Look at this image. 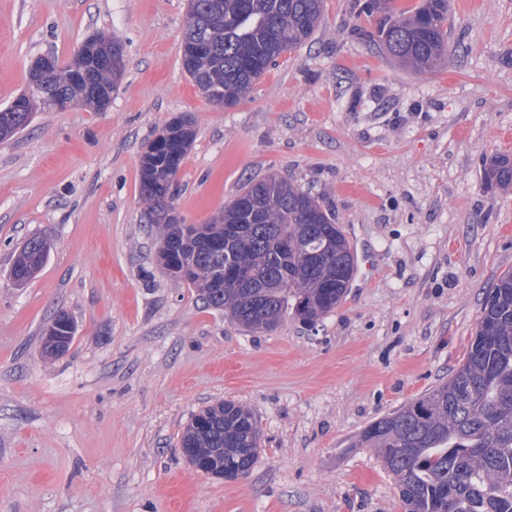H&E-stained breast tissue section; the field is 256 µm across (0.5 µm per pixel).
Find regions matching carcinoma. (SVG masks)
I'll return each instance as SVG.
<instances>
[{
  "mask_svg": "<svg viewBox=\"0 0 512 512\" xmlns=\"http://www.w3.org/2000/svg\"><path fill=\"white\" fill-rule=\"evenodd\" d=\"M323 0H189L182 66L205 96L233 106L282 53L314 34ZM449 0H366L363 11L379 16L377 37L386 52L414 69H437L448 58ZM208 40L213 49L191 47ZM87 43L112 50L116 39L91 35ZM66 68L45 71L19 95L27 111L0 107V127H26L36 106L51 108L60 94L79 95L97 110L108 72L95 69L89 85L69 84ZM160 148L147 145L141 159L140 196L145 220L160 228L167 245L163 270L196 289L200 299L242 327L271 331L293 314L307 324L336 308L356 270V259L335 215L291 182L269 176L244 184L224 208V219L185 224L173 207V186L193 138L190 120L165 126ZM488 188L512 185V158L499 154L482 170ZM46 241L29 238L12 264L18 285L44 265ZM180 446L186 459L206 460L214 474L237 480L249 474L261 447L253 412L221 401L194 415ZM355 447L371 448L394 478L403 512H512V271L486 292L462 363L442 382L402 407L371 421Z\"/></svg>",
  "mask_w": 512,
  "mask_h": 512,
  "instance_id": "1",
  "label": "carcinoma"
}]
</instances>
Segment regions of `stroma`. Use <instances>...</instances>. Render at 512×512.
Masks as SVG:
<instances>
[{
	"label": "stroma",
	"instance_id": "35a3bbf8",
	"mask_svg": "<svg viewBox=\"0 0 512 512\" xmlns=\"http://www.w3.org/2000/svg\"><path fill=\"white\" fill-rule=\"evenodd\" d=\"M364 0H324L303 46L220 108L182 67L188 0H0V106L43 55L67 64L101 33L124 46L105 111L38 110L0 142V512H402L363 428L445 381L484 293L512 270V186L482 159L512 155V0L448 16L449 62L400 65ZM195 138L174 206L207 224L249 180L276 174L336 216L375 277L307 325L252 332L172 280L143 219L140 159L174 118ZM49 256L16 286L24 241ZM69 351L41 353L58 312ZM234 400L261 428L250 474L195 470L181 435ZM482 181L487 188L512 185V159L499 154L483 164Z\"/></svg>",
	"mask_w": 512,
	"mask_h": 512
}]
</instances>
